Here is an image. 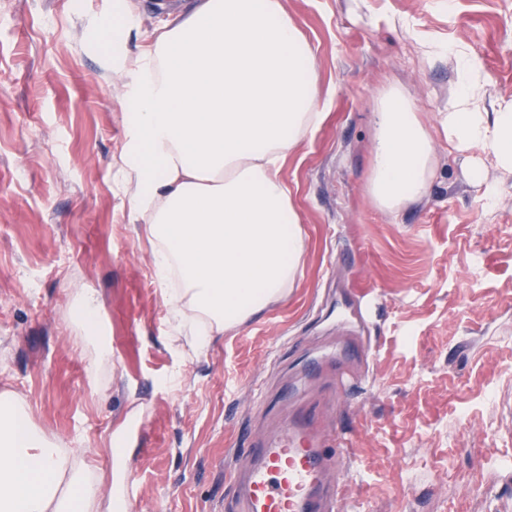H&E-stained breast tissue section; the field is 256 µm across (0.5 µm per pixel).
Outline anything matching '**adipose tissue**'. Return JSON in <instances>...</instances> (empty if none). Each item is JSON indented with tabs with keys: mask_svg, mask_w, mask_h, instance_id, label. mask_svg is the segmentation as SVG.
Masks as SVG:
<instances>
[{
	"mask_svg": "<svg viewBox=\"0 0 512 512\" xmlns=\"http://www.w3.org/2000/svg\"><path fill=\"white\" fill-rule=\"evenodd\" d=\"M436 51L458 74L442 134L455 152L480 151L512 174V101L488 103L482 64L464 48ZM119 67L133 74L124 162L134 211L153 245L172 339L200 352L294 280L302 229L281 171L324 117L315 54L280 0H197ZM372 122L368 193L396 213L432 185L433 136L395 85L379 95ZM100 308L88 289L71 310L97 368L112 358ZM83 454L48 438L14 393H0V512H116Z\"/></svg>",
	"mask_w": 512,
	"mask_h": 512,
	"instance_id": "1",
	"label": "adipose tissue"
}]
</instances>
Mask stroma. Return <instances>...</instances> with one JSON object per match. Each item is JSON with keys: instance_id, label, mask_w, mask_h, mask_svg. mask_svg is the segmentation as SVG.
Returning <instances> with one entry per match:
<instances>
[{"instance_id": "obj_1", "label": "stroma", "mask_w": 512, "mask_h": 512, "mask_svg": "<svg viewBox=\"0 0 512 512\" xmlns=\"http://www.w3.org/2000/svg\"><path fill=\"white\" fill-rule=\"evenodd\" d=\"M122 45L102 30L116 0H0V392L49 438L91 449L142 419L128 512H228L219 463L259 436L282 389L320 393L295 343L342 285L378 338L363 381L331 416L349 445L340 512H512V175L487 207L464 156L433 142L426 196L391 214L367 193L371 114L395 84L437 126L457 75L427 43L478 56L492 100H512V0H281L313 47L326 116L282 175L302 227L286 294L199 353L171 339L152 248L122 157L128 73L193 0H128ZM95 289L112 362L90 372L70 306Z\"/></svg>"}]
</instances>
